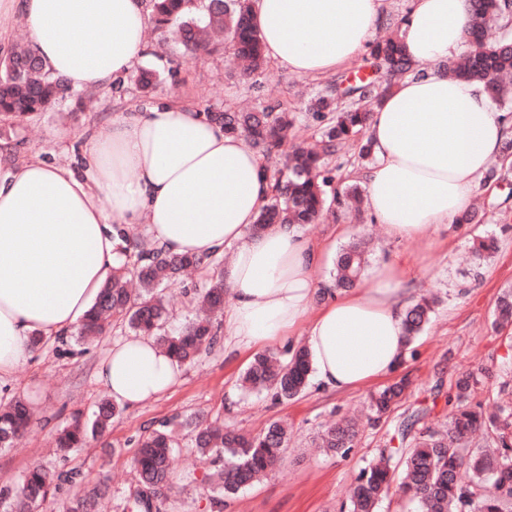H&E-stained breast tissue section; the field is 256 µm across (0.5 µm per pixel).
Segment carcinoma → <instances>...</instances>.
Returning <instances> with one entry per match:
<instances>
[{
    "instance_id": "obj_1",
    "label": "carcinoma",
    "mask_w": 512,
    "mask_h": 512,
    "mask_svg": "<svg viewBox=\"0 0 512 512\" xmlns=\"http://www.w3.org/2000/svg\"><path fill=\"white\" fill-rule=\"evenodd\" d=\"M466 34L475 48L442 69L460 79L479 81L504 105L512 100V88L502 78L512 74V38L489 39L491 21H512V0H467ZM157 28L178 27L184 53L212 51L211 34L224 32L225 50L245 74L264 71L267 58L251 23V0H151ZM371 64L387 75H422L394 31L369 46ZM393 87L390 80H358L328 86L310 104L311 118L319 131L314 148L288 146L296 116L279 102L255 112H205L224 133L244 137L263 161L271 193L262 207L255 233L272 224H315L324 215H339L356 207L362 197L359 182H347L341 166L331 165L341 148L358 143V162L365 167L373 160V147L365 130L373 106ZM70 91L53 77L29 50L12 51L0 58V115L22 117L46 112ZM512 137L502 144V160L492 164L482 182L499 190L501 204L512 200ZM499 249V239L490 234L473 239L471 252L482 262ZM370 256L369 244L356 239L336 253L330 279L334 288H353L362 278ZM201 259L173 255L145 246L132 262L121 264L102 288L98 300L77 328L83 339L97 338L108 330L107 318L119 316L135 333L156 337L179 364L194 362L220 342L213 315L224 308V279L219 275L204 290L200 308L204 315L190 320L176 334L164 332L167 305L159 291ZM434 301L421 298L406 307L403 324L406 343H411L430 322ZM512 323V287L498 298L493 312L497 329ZM504 380L499 382L492 405L474 400L478 380L460 376L455 391L441 395L436 386L433 400L444 397L453 411L448 421L426 422L429 411L404 417L395 435L406 448L387 445L375 462L360 469L351 489L348 512H378L379 503L390 495L414 505L416 512H512V356L501 362ZM311 360L303 346L284 353L257 355L241 376L246 391H265L276 401H290L308 386ZM412 385L404 375L369 398L371 420L388 414ZM122 412L111 399L99 404L91 421L75 420L61 430L55 443L59 450L79 448L90 438L102 437ZM31 415L24 401L15 399L0 406V448L15 445L29 429ZM193 429L194 449L205 465L200 483L210 491L213 508L224 505V497L238 493L267 476L282 461L288 447V427L278 421L251 435L239 433L222 422H188ZM358 435V422L339 419L331 423L315 442L326 454L347 456ZM176 432L169 422L152 429L140 443L134 459L137 484L133 493L136 512H155L157 501L173 488L172 456ZM74 472H50L34 465L12 487L0 490L3 512H43L51 492L72 482ZM97 492H78L62 505V512H92Z\"/></svg>"
}]
</instances>
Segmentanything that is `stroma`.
Wrapping results in <instances>:
<instances>
[{"label":"stroma","instance_id":"35a3bbf8","mask_svg":"<svg viewBox=\"0 0 512 512\" xmlns=\"http://www.w3.org/2000/svg\"><path fill=\"white\" fill-rule=\"evenodd\" d=\"M144 63L174 73L150 97H142L130 72L118 87L89 89L86 104H79L73 95L50 112L0 117V141L10 147L0 155V163L21 160L33 151L50 162L76 161L91 132L105 127L113 114L169 98L201 112H220L228 105L257 107L277 100L301 112L331 78H354L371 71L361 56L331 77L299 75L274 61L264 74L247 77L224 52L189 60L183 57L180 44L160 33L153 34ZM473 196L485 203L477 223L436 224L412 239L377 234L372 217L365 212L343 218L346 233L341 237L335 236L336 224L329 220L302 229L304 237L316 245L334 242L341 246L356 236L375 235L371 265L404 257L410 262L407 287L439 299L431 322L397 369L398 374L414 380L412 393L378 425H363L348 456L320 452L312 441L332 419L361 412L369 387L336 394L311 384L296 399L277 403L267 394L246 393L239 387V377L253 360L254 351H230L220 345L203 352L195 364L182 367L179 384L168 392L125 408L104 436L72 449L67 456L57 455L51 446L56 431L74 417H89L106 394L96 380L97 366L112 345L130 333L124 323L116 321L95 341L84 342L73 335L64 343L42 340L29 362L0 388V402L22 399L35 415L32 431L18 447L0 448V488L15 484L34 465L51 471L71 470L78 475V487L102 491V512H130L128 500L135 485L132 461L139 440L161 422L179 426L181 421L205 414L243 433H258L274 421L285 422L292 430L283 465L225 500L223 512H340L358 471L376 457L400 420L422 409L429 410V422L445 420L447 408L432 402L435 387L450 391L459 374L472 373L483 382L476 393L478 400L489 401L497 391L500 359L512 351V327L496 331L491 322L499 295L512 284V229L503 226L497 190L480 184ZM490 233L500 238V249L490 261L477 263L468 253L469 242ZM226 260L223 253L210 256L197 273L166 286L164 293L172 303L166 332L179 330L193 318L197 294ZM177 437L179 446L173 457L176 493L159 501L158 510L208 512L207 488L184 478L185 472L201 467L192 451V436L179 427Z\"/></svg>","mask_w":512,"mask_h":512}]
</instances>
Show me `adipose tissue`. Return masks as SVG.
<instances>
[{
    "label": "adipose tissue",
    "instance_id": "1",
    "mask_svg": "<svg viewBox=\"0 0 512 512\" xmlns=\"http://www.w3.org/2000/svg\"><path fill=\"white\" fill-rule=\"evenodd\" d=\"M29 30V49L75 89L128 73L148 53V0H6ZM383 0H252L265 55L300 75L353 62L379 24ZM466 0H410L400 35L422 63L457 52ZM95 32L94 40L82 33ZM483 84L441 73L405 77L375 106L367 127L375 161L358 173L370 214L413 238L463 214L508 132ZM83 169L28 156L0 166V384L31 359L32 338H66L121 258L112 224H143L148 244L207 257L233 247L223 270L232 304L224 334L252 349L303 331L313 378L346 393L389 376L405 354L396 259L371 282L336 290L319 270L332 246L300 228L251 233L270 187L260 156L241 137L170 99L116 114L83 147ZM327 303L310 312L314 292ZM98 382L135 407L175 387L178 363L154 337L131 334L99 364Z\"/></svg>",
    "mask_w": 512,
    "mask_h": 512
}]
</instances>
